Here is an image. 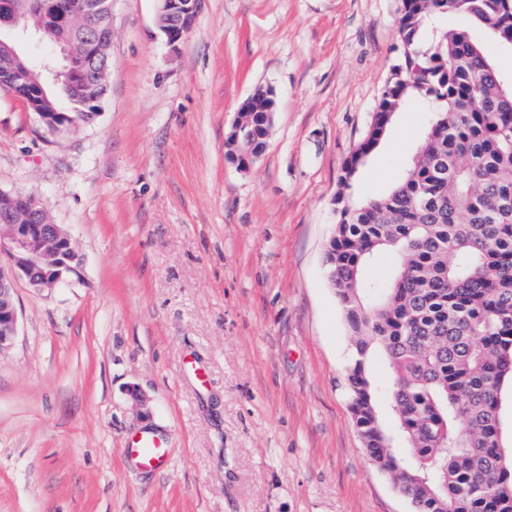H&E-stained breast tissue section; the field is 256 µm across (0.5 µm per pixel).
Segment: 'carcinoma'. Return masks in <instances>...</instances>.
Masks as SVG:
<instances>
[{"label":"carcinoma","instance_id":"obj_1","mask_svg":"<svg viewBox=\"0 0 512 512\" xmlns=\"http://www.w3.org/2000/svg\"><path fill=\"white\" fill-rule=\"evenodd\" d=\"M454 13L465 27L421 48L424 26ZM512 51V0H400L403 57L391 68L365 135L347 160L327 250L353 353L347 396L363 446L411 512H512L501 394L512 384V78L479 33ZM30 110L84 120L81 102L104 91L96 68L75 86L49 84L26 63ZM425 105L429 125L411 163L382 196L346 192L395 115ZM259 100L225 156L267 135ZM388 249L384 283L363 269ZM381 355L386 391L371 378ZM387 400L393 426L382 420Z\"/></svg>","mask_w":512,"mask_h":512}]
</instances>
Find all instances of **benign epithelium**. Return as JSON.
Segmentation results:
<instances>
[{
    "label": "benign epithelium",
    "mask_w": 512,
    "mask_h": 512,
    "mask_svg": "<svg viewBox=\"0 0 512 512\" xmlns=\"http://www.w3.org/2000/svg\"><path fill=\"white\" fill-rule=\"evenodd\" d=\"M157 26L166 43L177 48L194 25L200 0H156ZM84 17L96 26L91 38H81L79 48L72 46L75 38L73 19ZM22 39L46 30V24L63 33L57 41L61 49L62 67L55 76L72 81L81 71L85 59L103 62L112 44V0H81L76 14H60L53 0H26L0 21ZM44 127L58 131L66 125L65 116L40 112ZM46 208L36 197H23L0 192V355L13 346L19 315L14 298V280L24 278L38 290L55 289L72 283L77 274L79 258L70 235L58 224L43 217Z\"/></svg>",
    "instance_id": "benign-epithelium-1"
}]
</instances>
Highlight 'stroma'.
Segmentation results:
<instances>
[{
    "instance_id": "obj_1",
    "label": "stroma",
    "mask_w": 512,
    "mask_h": 512,
    "mask_svg": "<svg viewBox=\"0 0 512 512\" xmlns=\"http://www.w3.org/2000/svg\"><path fill=\"white\" fill-rule=\"evenodd\" d=\"M398 5L201 0L174 49L155 0H112L93 121L50 133L0 88V191L42 200L80 256L71 286L15 281L0 512H410L354 425L325 271L342 167L403 53ZM261 86L276 112L243 172L224 140ZM428 122L397 113L352 195L384 194ZM142 433L166 442L159 470L123 453Z\"/></svg>"
}]
</instances>
